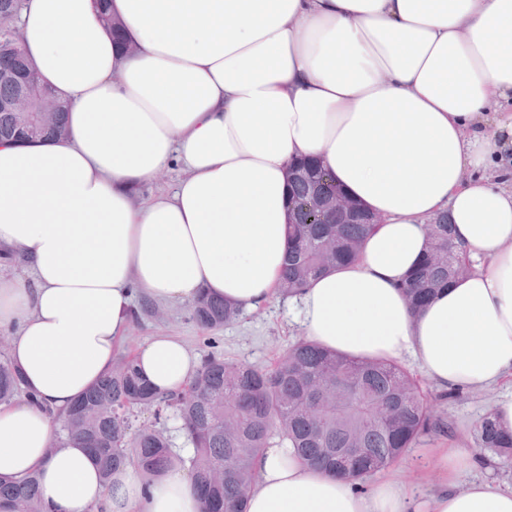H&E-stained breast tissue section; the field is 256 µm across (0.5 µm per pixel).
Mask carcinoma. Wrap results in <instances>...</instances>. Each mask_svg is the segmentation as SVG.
<instances>
[{
    "instance_id": "cac0c4a2",
    "label": "carcinoma",
    "mask_w": 512,
    "mask_h": 512,
    "mask_svg": "<svg viewBox=\"0 0 512 512\" xmlns=\"http://www.w3.org/2000/svg\"><path fill=\"white\" fill-rule=\"evenodd\" d=\"M23 0H0V103L17 90L14 69H33L20 46L15 26ZM101 22L116 45L126 50L120 24L112 19L109 0H98ZM53 122L43 138L65 131L62 105L44 86ZM27 141L15 114L0 108V140ZM293 202L306 204L335 184L322 171L289 180ZM367 211L355 212L337 224H310L306 211L295 209L288 225V256L282 294L292 296L310 279L355 260L374 225ZM431 246L410 275L403 293L410 308L420 310L438 290L468 271L470 264L453 243L448 215L428 225ZM239 307L202 294L192 318L204 330H217L238 319ZM0 404L23 393L19 372L10 362L8 335L0 336ZM145 410L153 420L141 419ZM181 422L192 451L173 450L166 425ZM448 424L432 418L425 396L400 365L363 361L325 349L311 341L291 345L271 368L239 363L209 354L186 386L156 392L141 377L132 357L119 358L80 401L60 418L57 437L74 438L99 460L104 477L131 466L149 481L174 463L194 478L201 512H246L255 463L273 442L291 445L305 464L362 485L375 473L401 459L416 440L445 433ZM481 451L512 466V433L501 431L486 415L476 426ZM37 480L0 476V512H45Z\"/></svg>"
}]
</instances>
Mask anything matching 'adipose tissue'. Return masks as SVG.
I'll return each instance as SVG.
<instances>
[{"label":"adipose tissue","mask_w":512,"mask_h":512,"mask_svg":"<svg viewBox=\"0 0 512 512\" xmlns=\"http://www.w3.org/2000/svg\"><path fill=\"white\" fill-rule=\"evenodd\" d=\"M134 53L95 0H26L22 45L68 107L66 136L0 141V248L33 280L0 276V330L25 398L0 405V475H34L46 512H201L187 470L103 482L63 412L112 367L136 296L200 292L253 309L279 291L287 173L315 157L379 222L358 258L291 301L310 341L411 359L442 388H512V0H112ZM183 177L136 205L172 165ZM447 215L472 269L411 311L402 286ZM144 378L181 389L179 338L137 350ZM436 490L391 476L367 490L273 446L247 512H512V489L436 449Z\"/></svg>","instance_id":"obj_1"}]
</instances>
